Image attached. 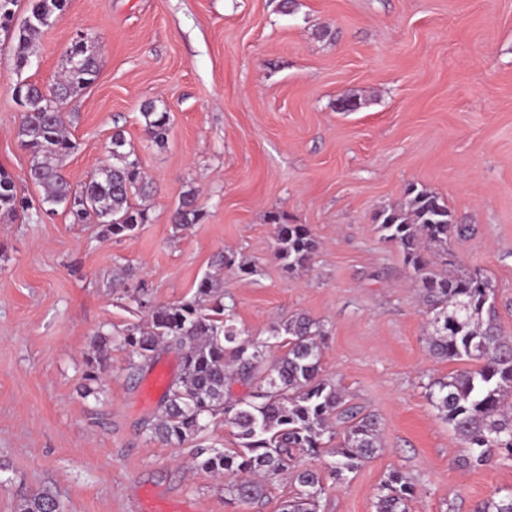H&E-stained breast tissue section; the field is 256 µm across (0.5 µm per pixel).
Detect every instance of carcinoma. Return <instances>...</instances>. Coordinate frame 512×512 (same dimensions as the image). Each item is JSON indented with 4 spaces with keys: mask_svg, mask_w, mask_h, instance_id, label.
Returning <instances> with one entry per match:
<instances>
[{
    "mask_svg": "<svg viewBox=\"0 0 512 512\" xmlns=\"http://www.w3.org/2000/svg\"><path fill=\"white\" fill-rule=\"evenodd\" d=\"M19 0H0V30L9 31ZM67 0H31L28 15L11 47L16 69L32 54L34 37L61 13ZM99 59L86 43L71 42L61 63V81L44 92L37 85L18 81L12 87L23 108L18 128L21 145L29 153L27 179L43 192L42 203L62 205L73 222L95 224L105 237L133 232L148 220L143 202L151 197L152 181L133 158L134 149L122 131L112 134L107 146L112 162L98 168L75 188L62 170L63 159L75 149L68 137L64 101L91 85L98 76ZM146 138L163 146L168 140L170 114L155 102L140 107ZM138 197L142 203L132 202ZM29 209L18 195L13 176L0 169V211L15 215ZM204 217L197 190L183 192L172 213V223L186 228ZM276 224L275 256L293 274L309 267L317 241L304 224ZM383 238L396 244L418 274L432 331L426 337L439 359L468 361L465 367L428 385V400L452 430L467 444L458 460L463 468H477L497 458L512 459V336L501 329L494 289L478 273L439 275L429 266L448 263V241L470 233L458 224L436 194L411 187L406 206L378 215ZM142 321L129 325L120 336L127 350L129 378L137 376L162 348L180 355L177 377L167 384L157 411L141 422V431L166 446L189 450L193 464L225 477L226 500L259 506L278 480L294 483L296 492L280 503L278 512H323L325 480L374 458L381 447L376 416L344 402L337 385L321 375L323 329L303 314L278 322L271 338L286 347L279 358L269 355L267 341L244 336L224 306L218 276L208 273L189 300L154 303L143 290L129 296ZM106 338L95 340V356L87 361L83 394L103 386L97 364ZM233 383L253 391L231 399ZM235 429L236 448L205 445L217 419ZM345 424L335 431L333 421ZM325 455L324 469L306 464L308 457ZM415 488L409 477L393 470L378 488L376 512H410ZM18 512H64L58 496L42 489L22 499ZM473 512H512V493L490 497Z\"/></svg>",
    "mask_w": 512,
    "mask_h": 512,
    "instance_id": "obj_1",
    "label": "carcinoma"
}]
</instances>
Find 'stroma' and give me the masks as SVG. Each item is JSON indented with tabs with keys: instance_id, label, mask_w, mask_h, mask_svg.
<instances>
[{
	"instance_id": "1",
	"label": "stroma",
	"mask_w": 512,
	"mask_h": 512,
	"mask_svg": "<svg viewBox=\"0 0 512 512\" xmlns=\"http://www.w3.org/2000/svg\"><path fill=\"white\" fill-rule=\"evenodd\" d=\"M80 34L100 67L64 104L76 149L63 171L80 185L119 129L156 192L147 223L105 241L60 208L0 218V512L43 488L66 512H277L294 494L277 481L261 506L227 503L223 480L142 434L180 371L175 351L133 381L112 342L103 393L79 392L95 333L138 321L129 294L191 298L227 249L255 268L224 271L245 335L267 339L296 313L319 322L323 376L380 420L381 451L327 480L325 512H375L393 470L417 487L411 512L512 492V460L458 467L466 448L427 385L463 364L431 355L420 285L376 221L409 186L442 198L473 227L452 238L454 263L491 280L512 335V0H67L21 71L0 31V168L34 201L9 85L50 89ZM347 97L355 111L339 110ZM146 100L170 114L165 147L145 138ZM190 188L205 215L180 230L171 213ZM274 213L315 238L307 270L275 258Z\"/></svg>"
}]
</instances>
